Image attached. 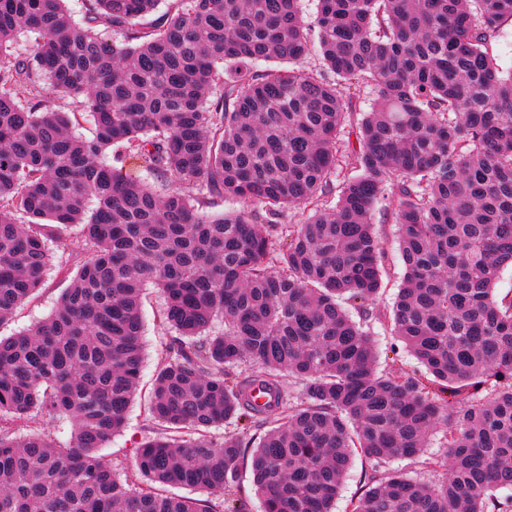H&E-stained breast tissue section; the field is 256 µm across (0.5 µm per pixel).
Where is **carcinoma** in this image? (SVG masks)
<instances>
[{"label":"carcinoma","mask_w":512,"mask_h":512,"mask_svg":"<svg viewBox=\"0 0 512 512\" xmlns=\"http://www.w3.org/2000/svg\"><path fill=\"white\" fill-rule=\"evenodd\" d=\"M302 2L167 0L145 26L162 0H0V324L56 258L44 226H82L86 250L51 314L0 337V512H248L246 459L263 512H332L355 454L349 512H512V73L492 48L512 0ZM44 89L82 98L93 138ZM224 199L246 208L210 215ZM377 211L403 269L386 313ZM148 285L176 333L148 414L172 435L122 477L102 449L138 388ZM377 324L425 372L378 371ZM370 469L368 462L355 457L352 467L344 478L339 495L334 504V512H348L350 500L361 492L365 471Z\"/></svg>","instance_id":"carcinoma-1"}]
</instances>
